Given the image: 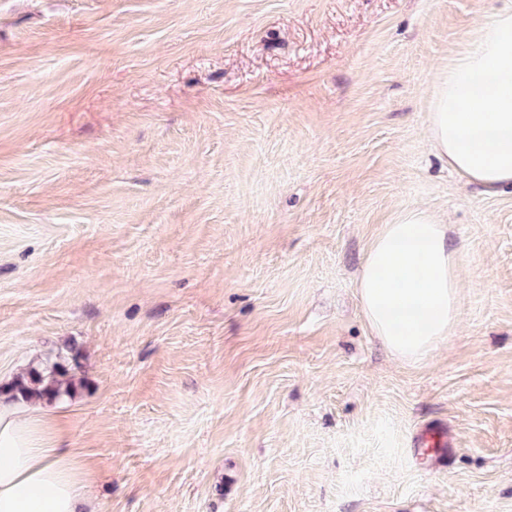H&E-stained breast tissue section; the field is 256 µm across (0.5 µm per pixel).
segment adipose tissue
<instances>
[{
    "label": "adipose tissue",
    "instance_id": "1",
    "mask_svg": "<svg viewBox=\"0 0 512 512\" xmlns=\"http://www.w3.org/2000/svg\"><path fill=\"white\" fill-rule=\"evenodd\" d=\"M427 132L466 183L512 190V4L486 18L473 48L432 88ZM460 250L446 222L415 207L383 225L357 281L364 318L398 359L419 362L460 317ZM39 404L0 398V512H88L86 478L67 449L46 446Z\"/></svg>",
    "mask_w": 512,
    "mask_h": 512
}]
</instances>
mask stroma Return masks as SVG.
Returning a JSON list of instances; mask_svg holds the SVG:
<instances>
[{"label": "stroma", "mask_w": 512, "mask_h": 512, "mask_svg": "<svg viewBox=\"0 0 512 512\" xmlns=\"http://www.w3.org/2000/svg\"><path fill=\"white\" fill-rule=\"evenodd\" d=\"M494 2L0 0V377L79 351L94 512H512V191L427 135ZM420 205L461 317L410 363L357 275ZM418 448L423 449V453L432 455L436 459L443 457L446 454V447L450 448L447 442L445 432L438 427H431L422 430L415 441Z\"/></svg>", "instance_id": "1"}]
</instances>
